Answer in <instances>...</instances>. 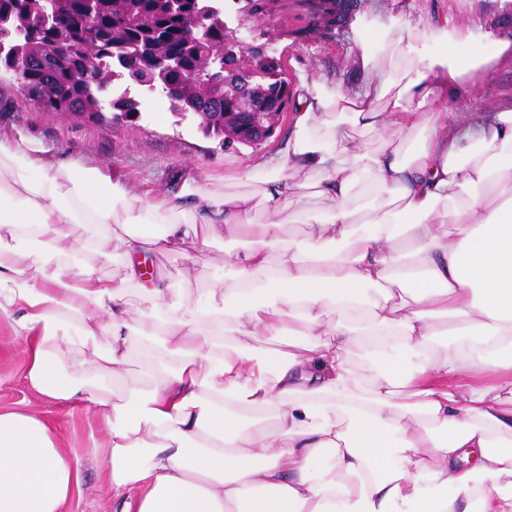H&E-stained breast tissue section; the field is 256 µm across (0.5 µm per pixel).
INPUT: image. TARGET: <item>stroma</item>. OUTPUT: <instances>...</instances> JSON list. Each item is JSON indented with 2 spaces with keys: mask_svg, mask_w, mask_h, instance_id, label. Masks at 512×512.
<instances>
[{
  "mask_svg": "<svg viewBox=\"0 0 512 512\" xmlns=\"http://www.w3.org/2000/svg\"><path fill=\"white\" fill-rule=\"evenodd\" d=\"M258 14H250L248 0H224V21L239 40L260 47L277 62L289 86L301 79L323 78L328 86L351 85L358 79L353 52L364 43L370 53L383 55L394 16L419 26L433 24L439 14L472 26L476 18L494 19L485 40L494 51L501 39L512 40V12L502 13L497 0H407L397 10L392 0H363L347 22L335 28L319 25L316 0H260ZM470 93L454 103L448 120L468 123L474 111L494 114L512 109V64H501L492 76L474 74ZM294 134L291 112H284L273 135L263 144L224 146L222 138L205 136L193 115H173L168 107L142 106L139 117L92 122L47 112L29 101L11 75L0 71V135L33 136L50 154L70 159L78 167L98 166L115 172L135 193L178 188V178L193 169L203 185L238 190L237 175L252 172L264 178L273 171L280 151ZM245 237L222 238L211 245L186 252L151 257L164 268L172 283L184 270L192 275L187 287L192 295L217 288L231 280L224 254L246 247ZM21 341L6 322H0V409H29L42 415L59 436L62 449L71 454L79 487L65 512H116L112 486L101 462L107 433L88 408H60L42 402L22 380L24 359Z\"/></svg>",
  "mask_w": 512,
  "mask_h": 512,
  "instance_id": "1",
  "label": "stroma"
}]
</instances>
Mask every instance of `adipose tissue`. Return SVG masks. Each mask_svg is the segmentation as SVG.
Masks as SVG:
<instances>
[{
	"mask_svg": "<svg viewBox=\"0 0 512 512\" xmlns=\"http://www.w3.org/2000/svg\"><path fill=\"white\" fill-rule=\"evenodd\" d=\"M385 52H360L349 89L300 85L296 135L277 174L239 175L248 194L188 177L145 202L0 139V321L26 385L105 428L121 512H512V109L465 131L443 112L463 75L512 63V41L489 54L475 29L404 21ZM255 197L272 218L243 223ZM288 224L307 242H284ZM240 234L230 284L203 297L146 269ZM135 353L141 378L114 393ZM77 485L38 414L0 410V512H64Z\"/></svg>",
	"mask_w": 512,
	"mask_h": 512,
	"instance_id": "ef3b65f1",
	"label": "adipose tissue"
}]
</instances>
